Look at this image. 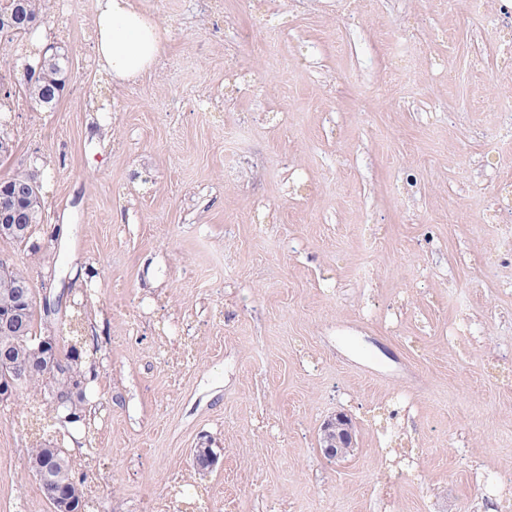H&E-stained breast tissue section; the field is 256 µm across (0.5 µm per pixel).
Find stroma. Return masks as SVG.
<instances>
[{
  "label": "stroma",
  "instance_id": "obj_1",
  "mask_svg": "<svg viewBox=\"0 0 512 512\" xmlns=\"http://www.w3.org/2000/svg\"><path fill=\"white\" fill-rule=\"evenodd\" d=\"M97 0L41 43L73 58L53 109L11 110L41 171L33 237L0 257L83 321L89 433L0 402V512L34 437L61 447L80 512H143L169 478L209 512H512V245L496 213L512 140V53L469 0H137L160 64L114 86ZM494 163H485L487 149ZM354 425L328 460L323 422ZM212 448L216 464L192 462ZM320 448L329 460L340 461L354 451V432L352 420L339 412L321 426Z\"/></svg>",
  "mask_w": 512,
  "mask_h": 512
}]
</instances>
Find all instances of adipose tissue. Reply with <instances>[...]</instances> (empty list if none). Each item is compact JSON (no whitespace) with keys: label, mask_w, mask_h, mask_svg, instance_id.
<instances>
[{"label":"adipose tissue","mask_w":512,"mask_h":512,"mask_svg":"<svg viewBox=\"0 0 512 512\" xmlns=\"http://www.w3.org/2000/svg\"><path fill=\"white\" fill-rule=\"evenodd\" d=\"M93 30L96 56L118 85L153 69L168 41L167 29L134 0H98Z\"/></svg>","instance_id":"obj_1"}]
</instances>
